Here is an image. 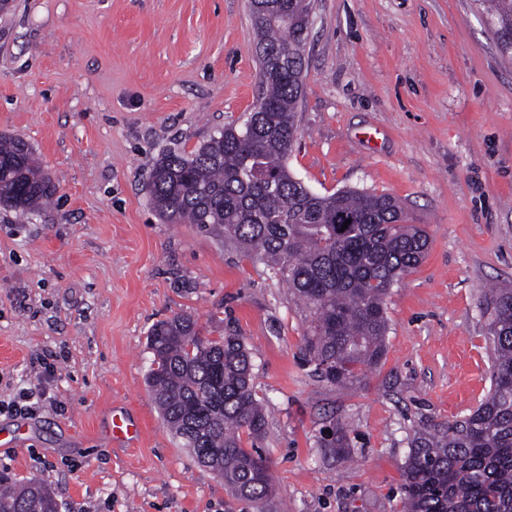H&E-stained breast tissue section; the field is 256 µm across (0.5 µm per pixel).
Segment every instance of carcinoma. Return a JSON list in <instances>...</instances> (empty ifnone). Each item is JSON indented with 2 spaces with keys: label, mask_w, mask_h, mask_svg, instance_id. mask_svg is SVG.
Listing matches in <instances>:
<instances>
[{
  "label": "carcinoma",
  "mask_w": 512,
  "mask_h": 512,
  "mask_svg": "<svg viewBox=\"0 0 512 512\" xmlns=\"http://www.w3.org/2000/svg\"><path fill=\"white\" fill-rule=\"evenodd\" d=\"M274 19L249 17L256 34L260 91L239 125L218 130L192 152L170 150L148 182L153 209L169 224L219 226L287 284L306 330L302 359L321 380L346 387L387 349L386 298L427 252L429 237L389 194L312 192L288 170L298 134L304 49L312 0H264ZM503 52H512V0H488ZM57 187L20 137L0 138V206L36 212ZM353 217L347 228L333 223ZM491 385L470 413L416 432L402 487L404 512H512V287L484 299ZM191 314L154 324L147 337V384L163 422L204 467L224 476L233 495L263 512L269 471L242 436L260 437L263 403L253 355L243 337L201 340ZM345 457L351 440L337 425L319 439ZM42 480L0 473V512H57Z\"/></svg>",
  "instance_id": "carcinoma-1"
}]
</instances>
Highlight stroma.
Here are the masks:
<instances>
[{
  "mask_svg": "<svg viewBox=\"0 0 512 512\" xmlns=\"http://www.w3.org/2000/svg\"><path fill=\"white\" fill-rule=\"evenodd\" d=\"M247 0H13L0 14V134L58 185L0 207V472L60 512H247L163 424L150 328L193 314L254 352L267 512H402L409 441L490 388L482 302L512 283V56L483 0H314L290 170L312 191L392 195L430 244L387 300V354L347 389L300 362L287 285L219 230L161 221L158 155L242 122L259 93ZM54 363L53 374L40 365ZM32 393L35 415L4 411ZM132 441L114 440L113 415ZM351 427L349 459L320 447Z\"/></svg>",
  "mask_w": 512,
  "mask_h": 512,
  "instance_id": "1",
  "label": "stroma"
}]
</instances>
